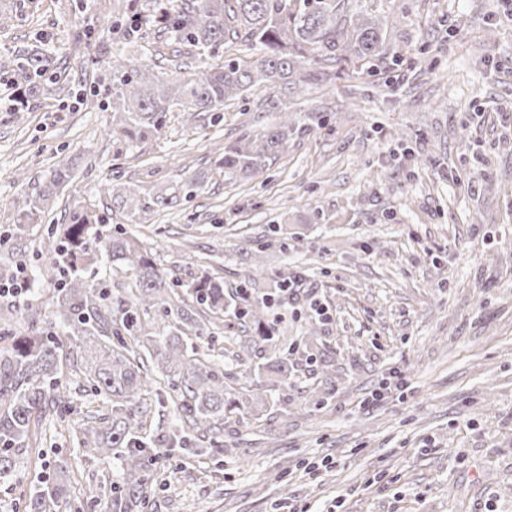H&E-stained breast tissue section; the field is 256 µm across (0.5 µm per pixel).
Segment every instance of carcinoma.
I'll use <instances>...</instances> for the list:
<instances>
[{"mask_svg":"<svg viewBox=\"0 0 512 512\" xmlns=\"http://www.w3.org/2000/svg\"><path fill=\"white\" fill-rule=\"evenodd\" d=\"M112 24L81 30L82 38H105L116 31L128 40L143 38L137 0L112 8ZM159 38L175 34L180 46L174 71L162 77L155 64L120 53L112 57L110 91L112 140L130 148L162 134L170 112L185 113V121H201L229 99L265 80L279 83L296 97L304 92L309 66H331L340 61H381L388 47L384 18L370 15L355 0H188L174 11L157 0L153 5ZM258 44L263 54L248 64L223 60L201 71H190L186 59L202 52L215 56L230 43ZM18 74L20 95L32 100L41 85L57 83L54 60L46 54H15L10 60ZM282 112L280 121L254 134L244 133L224 145L217 160L226 180L255 179L268 170L288 145L296 124L284 112L282 101L271 102ZM75 178L71 163L57 162L43 187L27 195L16 211L12 228L3 237L6 251L17 262L0 266V286H11L25 262L27 232L40 224L51 199ZM126 185L104 183L118 213L128 217L177 206L179 194L126 195ZM47 263L44 278L53 282L50 314L43 325L33 320L26 333L11 337L0 349V478L16 468L19 452L30 445L35 413L64 416L75 413L69 382L62 380L65 360L74 361L76 373L105 411L87 415L78 424V447L88 458H114L124 472V485L110 488L109 512H142L149 490V466L158 454L152 401L162 382L150 384L147 374L158 369L177 393L175 410L197 440L224 453V395L236 390L249 401H269L273 384L286 383L294 371V353L278 346L280 328L268 318L271 298L251 297L242 288L224 289V281L207 273L197 277L181 294L164 278L141 239L114 228L94 203L71 210L64 224L47 228ZM122 269L131 277L118 296L98 282L99 268ZM155 318L146 319L149 313ZM248 320L254 335L248 348L264 362L228 346L213 347L210 328L224 316ZM56 481L34 487L24 512H55L66 494L70 462H54Z\"/></svg>","mask_w":512,"mask_h":512,"instance_id":"cac0c4a2","label":"carcinoma"}]
</instances>
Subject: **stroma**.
<instances>
[{
  "mask_svg": "<svg viewBox=\"0 0 512 512\" xmlns=\"http://www.w3.org/2000/svg\"><path fill=\"white\" fill-rule=\"evenodd\" d=\"M363 2L388 17L398 64L346 62L311 83L292 108L301 133L262 179L229 182L219 147L277 124L280 88L257 82L199 122L168 113L130 150L104 135L111 111L72 96L48 89L13 111L4 65L39 42L58 76L107 97L112 43L78 47L74 32L111 22L112 0H0L1 232L68 155L78 174L53 223L115 176L170 192L203 174L188 202L133 225L157 264L184 288L212 271L258 296L297 270L301 290L274 311L286 346H304L310 300L328 309L331 371L299 364L252 426L243 408L225 414L222 455L162 449L153 469L170 484L145 512H512V0ZM72 432L55 424L20 451L0 512H23L60 456L72 477L58 512H108L89 489L121 467L85 460Z\"/></svg>",
  "mask_w": 512,
  "mask_h": 512,
  "instance_id": "stroma-1",
  "label": "stroma"
}]
</instances>
